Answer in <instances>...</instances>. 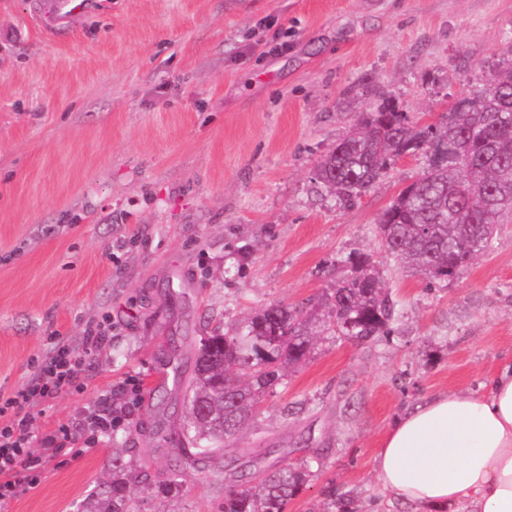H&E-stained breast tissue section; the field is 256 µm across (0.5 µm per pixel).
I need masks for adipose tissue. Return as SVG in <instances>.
Segmentation results:
<instances>
[{
  "label": "adipose tissue",
  "mask_w": 512,
  "mask_h": 512,
  "mask_svg": "<svg viewBox=\"0 0 512 512\" xmlns=\"http://www.w3.org/2000/svg\"><path fill=\"white\" fill-rule=\"evenodd\" d=\"M374 472L411 512H512V366L487 393L436 394L405 412Z\"/></svg>",
  "instance_id": "ef3b65f1"
}]
</instances>
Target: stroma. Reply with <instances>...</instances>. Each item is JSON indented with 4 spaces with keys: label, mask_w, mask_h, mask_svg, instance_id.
Listing matches in <instances>:
<instances>
[{
    "label": "stroma",
    "mask_w": 512,
    "mask_h": 512,
    "mask_svg": "<svg viewBox=\"0 0 512 512\" xmlns=\"http://www.w3.org/2000/svg\"><path fill=\"white\" fill-rule=\"evenodd\" d=\"M0 0V393L52 341L111 319L75 388L34 399L40 436L81 424L110 386L142 400L76 455L37 447L40 483L9 512H224V488L308 464L288 512H410L376 481L393 421L441 391L485 392L512 362V223L462 275L425 286L384 251L377 220L427 163L396 159L351 204L313 178L355 113L440 121L512 45V0ZM368 255L398 314L388 335L318 336L205 467L172 443L202 337L267 306L329 318L321 299ZM180 366L179 382L153 380Z\"/></svg>",
    "instance_id": "35a3bbf8"
}]
</instances>
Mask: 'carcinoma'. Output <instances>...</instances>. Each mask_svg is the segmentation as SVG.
I'll return each mask as SVG.
<instances>
[{
    "instance_id": "obj_1",
    "label": "carcinoma",
    "mask_w": 512,
    "mask_h": 512,
    "mask_svg": "<svg viewBox=\"0 0 512 512\" xmlns=\"http://www.w3.org/2000/svg\"><path fill=\"white\" fill-rule=\"evenodd\" d=\"M425 154L429 163L381 213L378 233L385 252L426 284L450 280L486 253L498 226L512 219V60L468 97L457 101L441 124H409L403 113L380 107L355 115L346 135L314 169V180L353 202L368 192L388 166ZM350 274L330 295V336L368 339L387 332L397 314L369 257L341 260ZM245 333L206 336L190 375L187 432L178 452L207 439L223 451L254 407L283 380L285 367L310 354L311 317L302 309L273 304L248 322ZM305 465L269 472L252 484L224 492V512H287L308 483Z\"/></svg>"
}]
</instances>
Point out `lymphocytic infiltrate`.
Returning <instances> with one entry per match:
<instances>
[{"label": "lymphocytic infiltrate", "mask_w": 512, "mask_h": 512, "mask_svg": "<svg viewBox=\"0 0 512 512\" xmlns=\"http://www.w3.org/2000/svg\"><path fill=\"white\" fill-rule=\"evenodd\" d=\"M110 339L109 328L95 326L85 331L83 353H76L68 345L54 343L24 388L0 396V506L7 504L18 493L37 487L39 464L31 456L32 443H40L42 448L54 451L59 448L61 441L70 438L69 430L64 425L40 438L32 435L29 429L30 395L36 393L52 399L70 388L82 370L85 355Z\"/></svg>", "instance_id": "lymphocytic-infiltrate-1"}]
</instances>
